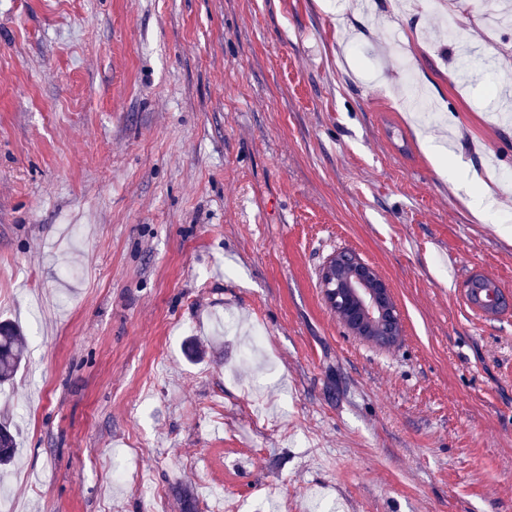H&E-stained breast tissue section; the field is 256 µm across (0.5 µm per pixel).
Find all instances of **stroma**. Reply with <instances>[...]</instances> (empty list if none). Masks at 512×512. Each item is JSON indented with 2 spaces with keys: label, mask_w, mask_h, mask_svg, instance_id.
Listing matches in <instances>:
<instances>
[{
  "label": "stroma",
  "mask_w": 512,
  "mask_h": 512,
  "mask_svg": "<svg viewBox=\"0 0 512 512\" xmlns=\"http://www.w3.org/2000/svg\"><path fill=\"white\" fill-rule=\"evenodd\" d=\"M337 4L0 0V321L25 337L0 499L512 512V311L462 295L512 292V28L489 0L459 41L426 0ZM342 249L391 287L395 345L326 302Z\"/></svg>",
  "instance_id": "1"
}]
</instances>
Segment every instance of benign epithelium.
<instances>
[{
    "mask_svg": "<svg viewBox=\"0 0 512 512\" xmlns=\"http://www.w3.org/2000/svg\"><path fill=\"white\" fill-rule=\"evenodd\" d=\"M331 257L321 274L327 303L357 336L381 346L401 335V317L391 288L378 272L350 251Z\"/></svg>",
    "mask_w": 512,
    "mask_h": 512,
    "instance_id": "obj_1",
    "label": "benign epithelium"
}]
</instances>
